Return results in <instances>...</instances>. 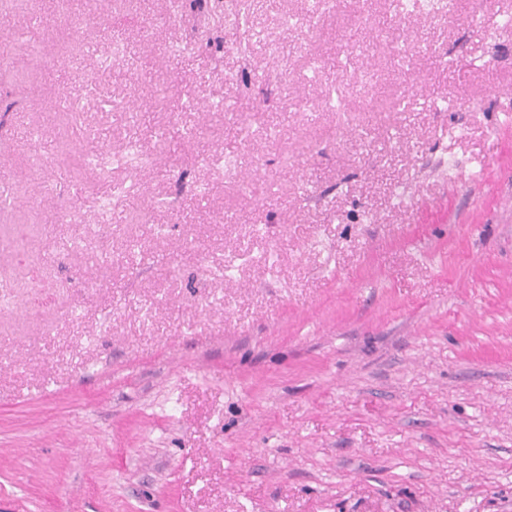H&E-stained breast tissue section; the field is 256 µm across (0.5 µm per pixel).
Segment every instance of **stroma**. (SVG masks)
<instances>
[{"mask_svg": "<svg viewBox=\"0 0 512 512\" xmlns=\"http://www.w3.org/2000/svg\"><path fill=\"white\" fill-rule=\"evenodd\" d=\"M242 2L0 0V512H512V0Z\"/></svg>", "mask_w": 512, "mask_h": 512, "instance_id": "stroma-1", "label": "stroma"}]
</instances>
